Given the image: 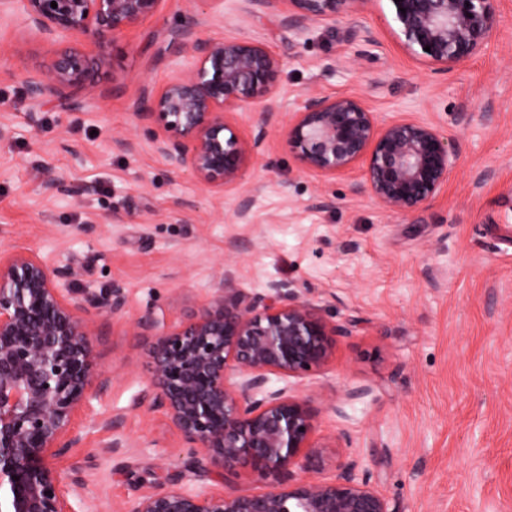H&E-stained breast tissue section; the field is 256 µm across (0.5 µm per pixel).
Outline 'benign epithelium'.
<instances>
[{"instance_id":"benign-epithelium-1","label":"benign epithelium","mask_w":512,"mask_h":512,"mask_svg":"<svg viewBox=\"0 0 512 512\" xmlns=\"http://www.w3.org/2000/svg\"><path fill=\"white\" fill-rule=\"evenodd\" d=\"M15 2L23 22L54 45L46 71L25 80L28 97L39 104L94 95L104 49L154 15L161 0ZM249 2L279 11L299 35L364 0ZM389 2L405 49L441 71L478 53L498 21V0ZM198 25L189 16L176 37V51L189 52L193 66L144 91L140 115L162 129L151 140L174 172L222 190L260 155L276 115L282 64L260 42L203 39ZM251 104L260 112L245 140L225 114ZM288 143L305 169L324 176L362 167L369 194L393 214L432 199L456 155L453 140L429 122L380 125L359 98L320 93L303 100L288 125ZM73 276L70 266L30 250L0 255V512H83L81 483L64 484L55 461L82 442L77 421L87 415L101 376L92 347L97 318L122 311L126 299L119 287L78 293ZM155 328L148 316L134 322L142 336ZM351 333L350 323L324 318L290 282L249 293L224 275L193 318L153 334L142 401L166 415L198 465L222 474L248 461L261 474L277 475L276 484L225 496L171 481L122 512H392L352 464L333 480L316 475L305 452L313 447L311 400L272 386L274 376L300 378L323 368L336 339Z\"/></svg>"}]
</instances>
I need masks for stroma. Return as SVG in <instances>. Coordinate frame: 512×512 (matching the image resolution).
Segmentation results:
<instances>
[{
	"label": "stroma",
	"instance_id": "stroma-1",
	"mask_svg": "<svg viewBox=\"0 0 512 512\" xmlns=\"http://www.w3.org/2000/svg\"><path fill=\"white\" fill-rule=\"evenodd\" d=\"M498 11L485 48L441 72L405 51L387 0L299 35L249 0H162L108 47L97 96L75 109L28 98L23 76L43 70L48 46L0 9V252L50 255L73 264V288L126 294L92 338L108 385L78 422L81 446L56 462L89 512L176 479L227 496L273 484L247 466L195 468L140 400L152 339L133 323L148 315L162 332L190 319L226 273L249 292L291 280L355 324L327 365L288 381L313 400L319 476L356 464L397 512H512V0ZM191 13L201 36L257 41L283 62L264 152L221 191L172 173L138 114L143 88L171 76L168 49ZM312 92L360 97L381 124L433 123L457 142L447 183L391 214L362 190L360 168L304 169L286 131Z\"/></svg>",
	"mask_w": 512,
	"mask_h": 512
}]
</instances>
